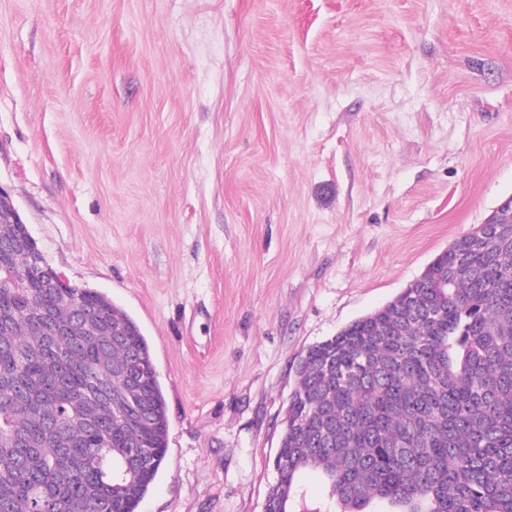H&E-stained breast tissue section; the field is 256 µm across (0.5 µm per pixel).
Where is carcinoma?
<instances>
[{
	"instance_id": "cac0c4a2",
	"label": "carcinoma",
	"mask_w": 512,
	"mask_h": 512,
	"mask_svg": "<svg viewBox=\"0 0 512 512\" xmlns=\"http://www.w3.org/2000/svg\"><path fill=\"white\" fill-rule=\"evenodd\" d=\"M46 264L0 224V512H137L168 451L150 346L105 296L51 287ZM297 374L273 512L307 467L325 512H512V222L455 239Z\"/></svg>"
}]
</instances>
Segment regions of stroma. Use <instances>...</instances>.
I'll use <instances>...</instances> for the list:
<instances>
[{"instance_id": "stroma-1", "label": "stroma", "mask_w": 512, "mask_h": 512, "mask_svg": "<svg viewBox=\"0 0 512 512\" xmlns=\"http://www.w3.org/2000/svg\"><path fill=\"white\" fill-rule=\"evenodd\" d=\"M0 187L139 324V512H263L296 364L512 197V0H0Z\"/></svg>"}]
</instances>
